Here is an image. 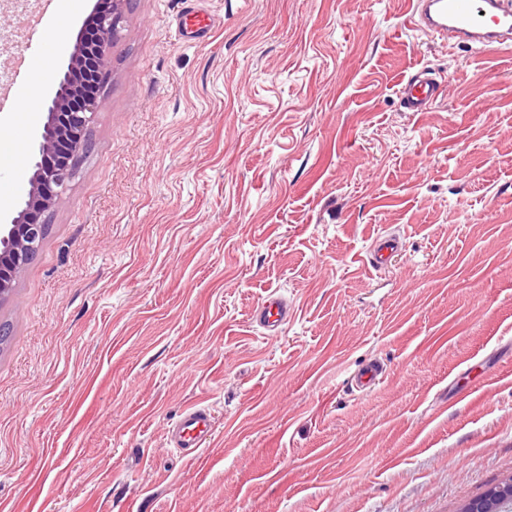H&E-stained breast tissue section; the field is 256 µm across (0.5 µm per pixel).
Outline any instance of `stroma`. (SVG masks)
<instances>
[{"mask_svg": "<svg viewBox=\"0 0 512 512\" xmlns=\"http://www.w3.org/2000/svg\"><path fill=\"white\" fill-rule=\"evenodd\" d=\"M410 2L203 0L188 44L183 0H129L0 301V512H460L512 477V50L442 45ZM94 3L51 12L54 75ZM42 8L0 11L1 82ZM420 65L451 90L409 112ZM197 404L215 429L186 456L167 433ZM176 32L187 43H199L209 37L214 20L201 9L189 7L176 18ZM288 304L276 292L265 296L253 312L252 319L268 331L269 336H276L279 329L288 322ZM385 370L378 362H370L362 366L351 378V388L356 391H364L375 381L383 379Z\"/></svg>", "mask_w": 512, "mask_h": 512, "instance_id": "1", "label": "stroma"}]
</instances>
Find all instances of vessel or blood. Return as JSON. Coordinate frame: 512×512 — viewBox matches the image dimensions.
Here are the masks:
<instances>
[{
	"label": "vessel or blood",
	"mask_w": 512,
	"mask_h": 512,
	"mask_svg": "<svg viewBox=\"0 0 512 512\" xmlns=\"http://www.w3.org/2000/svg\"><path fill=\"white\" fill-rule=\"evenodd\" d=\"M409 24L431 38L494 51L512 46V0H413ZM214 21L201 9L187 8L176 18V32L187 43L208 38ZM440 95L438 82L421 68L399 82V98L411 112L428 111ZM288 305L277 294L265 296L253 312V320L276 336L287 323ZM385 371L376 362L362 366L351 378L352 389L363 391L383 379ZM211 410L201 405L187 408L168 433L173 447L197 454L213 425Z\"/></svg>",
	"instance_id": "vessel-or-blood-1"
}]
</instances>
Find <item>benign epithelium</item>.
Listing matches in <instances>:
<instances>
[{
    "label": "benign epithelium",
    "instance_id": "benign-epithelium-1",
    "mask_svg": "<svg viewBox=\"0 0 512 512\" xmlns=\"http://www.w3.org/2000/svg\"><path fill=\"white\" fill-rule=\"evenodd\" d=\"M125 2L112 0V11L97 18V44L75 45L66 69L57 75L55 95L46 106L42 132L32 148L33 171L20 210L10 223L0 224V299L39 251L47 233V213L60 202L79 168L98 100L85 99L74 109L70 102L80 94L78 75L98 73L105 64L107 49L121 29Z\"/></svg>",
    "mask_w": 512,
    "mask_h": 512
}]
</instances>
